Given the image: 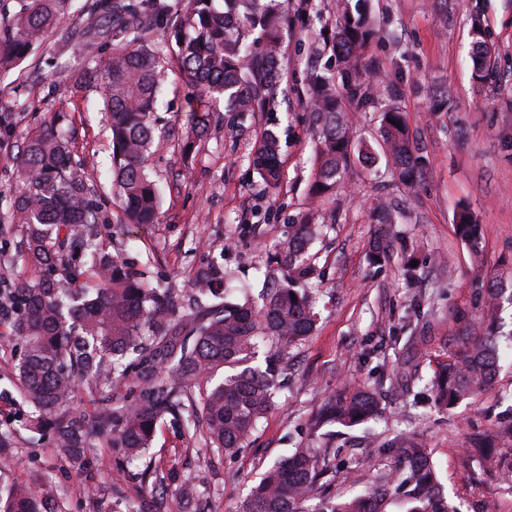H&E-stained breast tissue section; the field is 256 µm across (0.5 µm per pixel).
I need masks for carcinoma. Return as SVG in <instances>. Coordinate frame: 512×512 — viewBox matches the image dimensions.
Masks as SVG:
<instances>
[{"instance_id": "carcinoma-1", "label": "carcinoma", "mask_w": 512, "mask_h": 512, "mask_svg": "<svg viewBox=\"0 0 512 512\" xmlns=\"http://www.w3.org/2000/svg\"><path fill=\"white\" fill-rule=\"evenodd\" d=\"M336 8L334 49L338 67L309 76L307 110L315 125L311 203L336 191L354 162L371 167L377 156L356 141L344 115V102L364 109L375 100L380 78L367 76L366 48L374 30L351 0ZM12 19L0 24V75L27 57L48 35L64 52L94 62L80 75L99 82L112 142V185L131 224L159 219L161 189L147 161L161 139L158 117L165 68L175 66L196 94L189 130L181 150L189 158L211 126L219 104L243 123L275 107L284 43V4L280 0H187L172 10L167 0H15ZM76 9L80 23L59 28L62 16ZM160 30L174 38L147 40ZM473 79L491 75L494 49L480 20L469 28ZM108 57L97 59L101 48ZM59 115L28 138L18 161L20 186L4 194L6 214L18 237L12 250L0 248V267L18 263L37 276L14 280L0 276V338L13 343L11 371L0 373V400L18 392L22 408L0 428V453L13 447L22 431L31 439L49 430L59 456L85 467L88 452L113 448L137 458L151 448L160 423L177 424L183 436L228 455L240 451L261 418L275 406L291 351L316 329L319 297L303 284L313 274L312 243L325 234L316 210L305 211L278 242L273 266L264 273L257 297L238 301L226 291L224 273L212 264L194 276V305L173 309L176 284L146 271L135 272L119 251L99 242L106 215L89 183L87 162L73 159ZM380 137L407 183L422 165L399 108L382 113ZM278 134L263 131L249 164L269 188L281 181ZM462 240L479 254L480 225L465 208L457 215ZM485 334L476 336L439 366L429 381L433 403L442 411L474 398L499 370L503 335L498 312L512 305V288L489 280L485 288ZM226 372L202 401L191 400L188 385L219 369ZM83 388L94 406L75 414L76 390ZM380 388L356 390L329 400L311 423L352 428L381 412ZM512 441V422L496 436L473 438L472 453L505 480L512 461L493 457L496 439ZM397 457L401 463L378 469L368 489L351 498L325 491L329 475L324 457L296 448L252 488L237 512H458L440 490L431 454L414 438L377 444L367 457ZM51 481L34 491L12 482L0 494V512H57Z\"/></svg>"}]
</instances>
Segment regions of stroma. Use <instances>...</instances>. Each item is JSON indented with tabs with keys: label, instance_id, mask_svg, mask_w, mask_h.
Returning <instances> with one entry per match:
<instances>
[{
	"label": "stroma",
	"instance_id": "35a3bbf8",
	"mask_svg": "<svg viewBox=\"0 0 512 512\" xmlns=\"http://www.w3.org/2000/svg\"><path fill=\"white\" fill-rule=\"evenodd\" d=\"M288 2V30L281 57L287 97L273 112H259L237 126L225 118L186 161L178 143L195 101L177 71L164 78L159 116L170 131L150 159L162 190L159 223H126L107 178L111 149L101 89L81 86L70 75L80 56L58 55L46 38L19 66L16 81L0 82V113L12 115L0 132V190L16 186L21 150L39 129L65 113L71 148L88 163L91 184L106 207L104 242L124 256L150 260L151 273L178 284L177 305L192 295V276L216 263L236 285L260 288V267L272 242L309 202L314 168L313 136L305 110L307 73L335 68L330 46L336 0ZM375 35L367 57L387 89L367 111H349L356 136L377 144L380 114L396 102L422 148L424 170L402 183L392 161L380 156L370 169L354 167L345 186L321 205L334 229L310 252L317 270L310 286L321 295L313 336L293 351L288 386L261 420L251 443L237 455L205 452L167 423L142 460L108 455L106 463L76 471L61 461L52 438L11 449L5 481L57 485L62 512H116L120 497L138 499L144 512H234L265 469L294 448L321 446L309 423L328 398L384 380L381 418L356 427L332 446L337 494L361 491L384 459L359 462L365 446L415 435L429 448L449 499L461 512H512V484L480 465L469 452L474 435L512 421V365L474 401L452 413L435 408L427 383L466 336L483 333L481 286L489 278L512 280V0H360ZM480 16L496 49V81L471 78L468 29ZM451 92L452 112H437L433 98ZM279 133L282 181L269 189L249 166L257 137ZM397 206L392 227L377 222L379 206ZM468 206L482 225L481 258H474L455 229V215ZM390 258L372 262L384 234ZM413 256L417 272L406 282L401 265ZM159 479H142L145 468ZM192 480L195 499L179 495Z\"/></svg>",
	"mask_w": 512,
	"mask_h": 512
}]
</instances>
